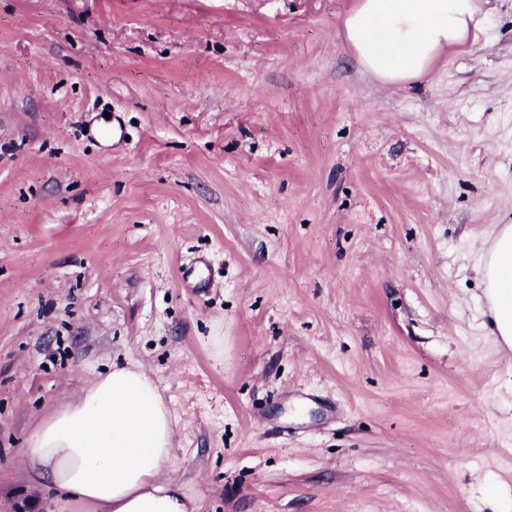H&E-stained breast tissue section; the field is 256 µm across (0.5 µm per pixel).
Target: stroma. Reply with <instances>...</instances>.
<instances>
[{
	"label": "stroma",
	"mask_w": 512,
	"mask_h": 512,
	"mask_svg": "<svg viewBox=\"0 0 512 512\" xmlns=\"http://www.w3.org/2000/svg\"><path fill=\"white\" fill-rule=\"evenodd\" d=\"M357 3L0 0V512H83L20 453L115 364L200 512H512V0L401 84ZM483 295L498 336L510 346L512 334V225L498 228L475 262Z\"/></svg>",
	"instance_id": "stroma-1"
}]
</instances>
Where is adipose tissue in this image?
I'll use <instances>...</instances> for the list:
<instances>
[{"label":"adipose tissue","instance_id":"adipose-tissue-1","mask_svg":"<svg viewBox=\"0 0 512 512\" xmlns=\"http://www.w3.org/2000/svg\"><path fill=\"white\" fill-rule=\"evenodd\" d=\"M483 0H360L342 19L348 45L379 78L400 83L429 71L444 51L478 31ZM475 271L494 328L512 338V225L481 249ZM173 419L145 371L115 366L42 422L24 453L30 476L92 512H197L193 498L162 479Z\"/></svg>","mask_w":512,"mask_h":512}]
</instances>
